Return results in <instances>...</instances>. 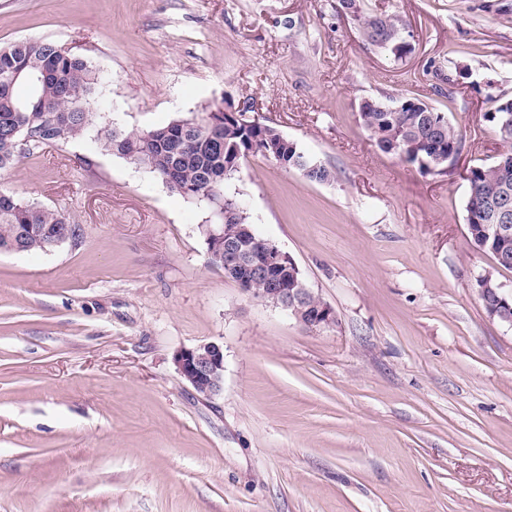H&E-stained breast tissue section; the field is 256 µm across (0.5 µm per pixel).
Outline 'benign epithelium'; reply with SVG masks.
<instances>
[{
    "label": "benign epithelium",
    "instance_id": "obj_1",
    "mask_svg": "<svg viewBox=\"0 0 512 512\" xmlns=\"http://www.w3.org/2000/svg\"><path fill=\"white\" fill-rule=\"evenodd\" d=\"M511 229L512 206L505 197L501 202L498 223L492 225V232L496 236H505ZM256 249L277 263L288 262L293 285L290 288L276 285L267 264L249 262L242 256L237 240L226 237L224 268L230 270L241 265L248 272L245 279L237 282L243 294L282 308L306 328H329L335 325L334 311L298 278L299 268L289 254L268 239L257 242ZM479 279L482 280V288L478 289V294L487 308L488 316L512 328V291L504 290L489 272L479 276ZM258 283L263 284V287H256ZM175 364L183 379L202 397L211 398L222 391L224 347L215 343H204L181 350L175 356Z\"/></svg>",
    "mask_w": 512,
    "mask_h": 512
}]
</instances>
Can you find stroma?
Returning a JSON list of instances; mask_svg holds the SVG:
<instances>
[{
  "label": "stroma",
  "mask_w": 512,
  "mask_h": 512,
  "mask_svg": "<svg viewBox=\"0 0 512 512\" xmlns=\"http://www.w3.org/2000/svg\"><path fill=\"white\" fill-rule=\"evenodd\" d=\"M405 22L375 50L340 0H0V45L48 40L108 79L103 120L225 103L330 168L262 155L225 186L336 315L309 330L208 263L206 202L88 138L0 170L78 237L0 253V512H512V329L476 279L467 171L512 149V0H360ZM420 97L459 129L428 173L378 149L363 100ZM224 347L205 399L177 351Z\"/></svg>",
  "instance_id": "obj_1"
}]
</instances>
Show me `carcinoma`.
Masks as SVG:
<instances>
[{
  "label": "carcinoma",
  "mask_w": 512,
  "mask_h": 512,
  "mask_svg": "<svg viewBox=\"0 0 512 512\" xmlns=\"http://www.w3.org/2000/svg\"><path fill=\"white\" fill-rule=\"evenodd\" d=\"M349 7L353 8L349 18L368 45L396 59L413 51L400 17L360 14L354 0H349ZM42 71L48 77L37 90L29 88L20 94L25 81L15 73ZM104 88L105 79L84 59L51 41L25 40L0 46V170L47 144L49 134L41 124L47 111L62 124L61 141L88 134L94 146L146 169L171 192L207 201L209 225L223 226L227 236L247 232L243 240L247 246L259 235L250 214L224 194V184L248 156L275 158L281 167L300 171L310 182L327 183L333 178L329 168L297 145L278 146L279 139L271 129L248 122L241 112L219 117L217 127L207 123V114L220 111L217 105L145 130L101 125L97 117L104 106ZM510 100L499 98L488 121L512 140V112L504 108ZM359 119L379 150L412 164L418 165L432 154L456 157L462 149V135L447 114L418 97L388 103L365 100L359 106ZM32 131L37 137L20 143ZM506 195L512 197V159L506 162L500 156L490 165L470 169L465 203L469 238L501 267L512 269V234L489 240L483 234L487 225L496 223L499 202ZM62 236H78L77 225L64 213L0 190V252L44 253Z\"/></svg>",
  "instance_id": "cac0c4a2"
}]
</instances>
